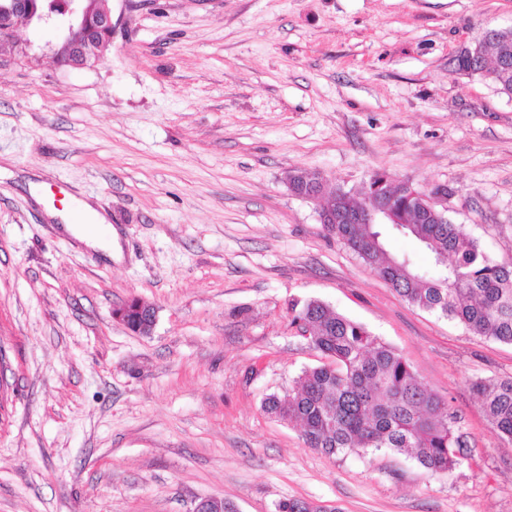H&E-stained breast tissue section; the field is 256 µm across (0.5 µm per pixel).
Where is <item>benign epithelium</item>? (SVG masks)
<instances>
[{"label": "benign epithelium", "mask_w": 512, "mask_h": 512, "mask_svg": "<svg viewBox=\"0 0 512 512\" xmlns=\"http://www.w3.org/2000/svg\"><path fill=\"white\" fill-rule=\"evenodd\" d=\"M43 0H9V5L0 8V39L8 41L16 30L27 27L33 21L48 22L60 17V22L67 25V33L54 48L52 59L59 66L87 67L91 65L86 55V48L101 41L112 42L114 17L110 0H66L58 10L44 9ZM80 31L85 36V46H80L71 39V33ZM298 180L287 183L290 192L300 198L318 201L315 194L306 195L296 190V185L312 183L318 189H325L326 180L317 172L299 170ZM391 203L380 200L365 214L359 216L362 224H382L392 217Z\"/></svg>", "instance_id": "benign-epithelium-1"}]
</instances>
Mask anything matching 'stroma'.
I'll return each instance as SVG.
<instances>
[{
	"label": "stroma",
	"mask_w": 512,
	"mask_h": 512,
	"mask_svg": "<svg viewBox=\"0 0 512 512\" xmlns=\"http://www.w3.org/2000/svg\"><path fill=\"white\" fill-rule=\"evenodd\" d=\"M104 58L52 62L59 32L0 45V512H512V443L471 383L512 344L412 306L292 195L376 171L512 261V97L454 72L512 0H111ZM117 234H64L53 190ZM156 309L147 335L113 315ZM326 302L449 402L468 458L445 475L388 450L329 455L265 414L322 363L292 303ZM298 170H299V173L296 175V177H298L300 180H295L293 184H292V182L290 183L288 177H291L292 173L296 172V169H293L288 172V175L286 178V184H287V187L289 188L290 192L297 197L311 200L314 202H320V200H318V199L320 198L321 195H315L314 193H311L310 195H305L304 192L295 190V187L299 183L303 184V186H304V184H307L304 187V190L306 193H310L315 190V187L312 186L309 188V186H308V183H312L317 186V189H320L321 191H323L325 189V183H326L324 176L321 173L311 172V171H308L305 169H298Z\"/></svg>",
	"instance_id": "1"
}]
</instances>
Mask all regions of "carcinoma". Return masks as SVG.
Wrapping results in <instances>:
<instances>
[{
    "mask_svg": "<svg viewBox=\"0 0 512 512\" xmlns=\"http://www.w3.org/2000/svg\"><path fill=\"white\" fill-rule=\"evenodd\" d=\"M483 66H472L461 51L455 71L475 76L498 92L512 94V29H501L480 47ZM387 174L374 173L353 190L325 197L324 209H351L329 234L369 264L396 293L414 306L458 321L473 332L512 343V262L492 261L460 224L441 213L427 221L424 195L412 188L400 196L397 224H359L358 210L392 193ZM402 234L433 256L435 268L419 267L408 254L390 257L384 243ZM292 325L326 362L306 368L288 392L272 393L262 410L297 422L304 443L329 454L387 449L415 459L434 474H445L466 459L460 418L413 372L407 360L362 324L318 300L292 306ZM487 420L512 442V377L472 382ZM276 512H340L290 499Z\"/></svg>",
    "mask_w": 512,
    "mask_h": 512,
    "instance_id": "1",
    "label": "carcinoma"
}]
</instances>
